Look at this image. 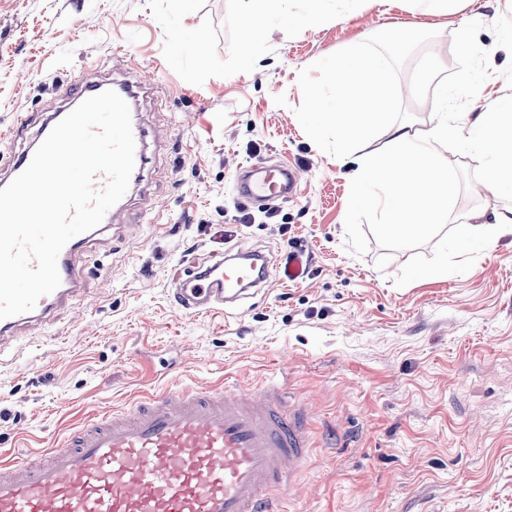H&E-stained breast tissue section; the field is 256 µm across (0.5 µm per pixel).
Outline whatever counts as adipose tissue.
<instances>
[{
    "mask_svg": "<svg viewBox=\"0 0 512 512\" xmlns=\"http://www.w3.org/2000/svg\"><path fill=\"white\" fill-rule=\"evenodd\" d=\"M471 150L484 157L482 182L493 195L512 199V97L486 103L468 123ZM459 239L481 249L512 236V207L494 211L491 219L462 224Z\"/></svg>",
    "mask_w": 512,
    "mask_h": 512,
    "instance_id": "adipose-tissue-1",
    "label": "adipose tissue"
}]
</instances>
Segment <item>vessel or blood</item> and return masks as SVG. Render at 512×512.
Instances as JSON below:
<instances>
[{
  "label": "vessel or blood",
  "instance_id": "b4317fda",
  "mask_svg": "<svg viewBox=\"0 0 512 512\" xmlns=\"http://www.w3.org/2000/svg\"><path fill=\"white\" fill-rule=\"evenodd\" d=\"M126 102L154 91L149 82L107 83L88 76L70 84L74 104L105 90ZM136 143L131 185L146 168L145 131ZM300 172L291 165L254 164L235 190L246 200L293 197ZM72 238L57 259L61 283L25 314L0 320V347L18 327L42 322L82 290L76 252L99 236ZM263 250L192 256L171 281L173 298L189 314L227 313L266 287ZM306 407L290 405L277 386L262 392L221 386L170 385L141 395L122 411L85 419L63 444L0 461V512H288L289 490L314 444Z\"/></svg>",
  "mask_w": 512,
  "mask_h": 512
}]
</instances>
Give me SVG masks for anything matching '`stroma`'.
Segmentation results:
<instances>
[{"label": "stroma", "instance_id": "1", "mask_svg": "<svg viewBox=\"0 0 512 512\" xmlns=\"http://www.w3.org/2000/svg\"><path fill=\"white\" fill-rule=\"evenodd\" d=\"M300 6L283 0L248 46L249 0H0V131L29 115L23 134L0 138V156L35 141L82 75L158 88L132 115L146 132L145 180L75 258L81 301L19 330L0 360V457L47 448L171 379L242 390L274 380L308 404L315 437L291 512H512V237L466 273L396 286L410 251L347 248L353 167L294 113L299 72L352 40L410 25L435 30L428 48L441 55L471 20L493 70L468 107L481 111L512 94V0H466L445 15L364 0L340 22L288 30ZM276 161L302 182L272 201L268 223L234 183L241 167ZM244 211L255 223H240ZM239 243L270 257L266 291L227 317L179 313L167 279L180 259ZM292 249L310 269L295 281L281 271Z\"/></svg>", "mask_w": 512, "mask_h": 512}]
</instances>
